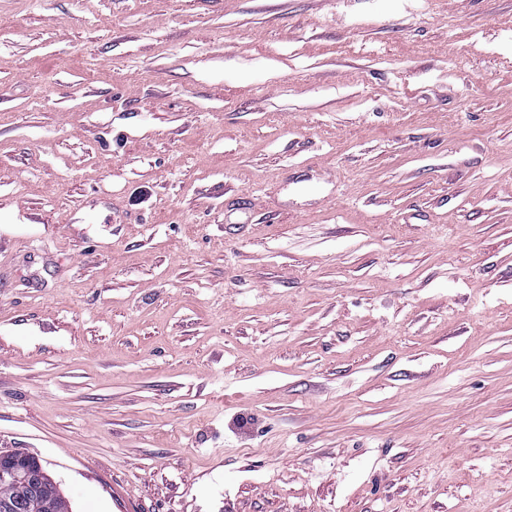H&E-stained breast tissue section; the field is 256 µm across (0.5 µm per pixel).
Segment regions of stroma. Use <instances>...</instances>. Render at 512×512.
Returning a JSON list of instances; mask_svg holds the SVG:
<instances>
[{"instance_id":"1","label":"stroma","mask_w":512,"mask_h":512,"mask_svg":"<svg viewBox=\"0 0 512 512\" xmlns=\"http://www.w3.org/2000/svg\"><path fill=\"white\" fill-rule=\"evenodd\" d=\"M74 512H512V0H0V452Z\"/></svg>"}]
</instances>
